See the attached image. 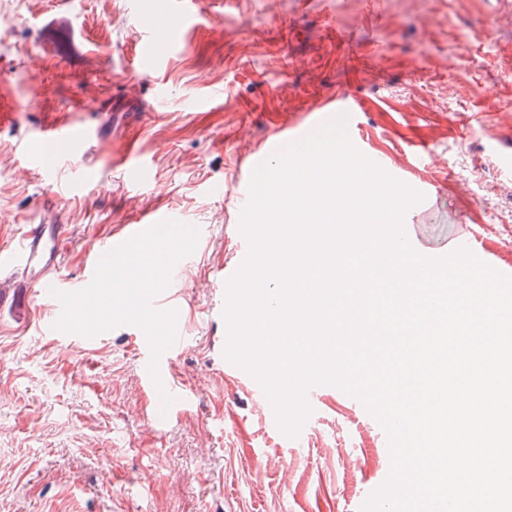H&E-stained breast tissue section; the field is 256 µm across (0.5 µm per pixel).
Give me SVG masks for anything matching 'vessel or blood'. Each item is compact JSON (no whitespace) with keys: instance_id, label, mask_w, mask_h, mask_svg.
<instances>
[{"instance_id":"1","label":"vessel or blood","mask_w":512,"mask_h":512,"mask_svg":"<svg viewBox=\"0 0 512 512\" xmlns=\"http://www.w3.org/2000/svg\"><path fill=\"white\" fill-rule=\"evenodd\" d=\"M167 8L176 14L180 27L162 23L147 29L141 40L140 49L132 61L136 70L157 69L164 57L171 52L182 49L185 45L184 29L202 25L218 26L220 19L200 12L196 0H167ZM314 111L320 112L324 119L330 120L344 114L349 119H356L362 105L357 96L345 93L336 101H322L314 104ZM105 136L101 125L47 124L41 129L37 142L27 147L22 154L24 165L42 170H50L52 161L71 155L78 145L90 142H104ZM57 225L32 224L24 233L17 247L18 268L21 271H33L41 274L55 269L59 255V243L56 238ZM169 355H162L159 361H152L150 355H143V364H156L157 373L164 390L175 399L176 406H189L191 392L176 381L169 370Z\"/></svg>"}]
</instances>
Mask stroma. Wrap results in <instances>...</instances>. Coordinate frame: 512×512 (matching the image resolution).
<instances>
[{"label":"stroma","mask_w":512,"mask_h":512,"mask_svg":"<svg viewBox=\"0 0 512 512\" xmlns=\"http://www.w3.org/2000/svg\"><path fill=\"white\" fill-rule=\"evenodd\" d=\"M162 2L0 0L6 92L23 102L41 84L37 110L0 123V249L27 225H61L70 284L97 243L148 211L200 229L190 276L161 294L188 339L171 373L195 401L162 426L133 326L91 347L49 335L36 282L0 268V512H359L390 472L375 417L327 390L293 443L249 381L224 368L226 293L211 281L242 251L238 182L271 141L314 132L312 104L350 88L377 48L384 80L359 88L358 149L406 185L438 190L413 208L421 252L444 257L466 234L491 266L512 265V180L488 150L512 144V0H407L400 16L394 0H228L221 28L186 30V49L129 90L130 60ZM57 18L74 33L63 64L42 54ZM86 91L98 112L71 111ZM51 119L103 120L111 134L53 171L23 169L24 143ZM135 161L151 182L131 189ZM84 167L97 184L75 185Z\"/></svg>","instance_id":"35a3bbf8"}]
</instances>
